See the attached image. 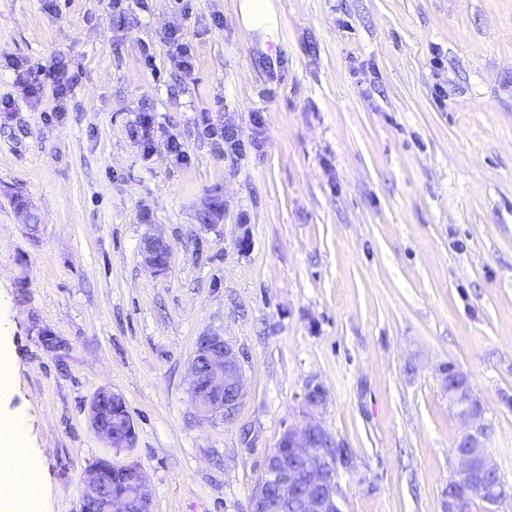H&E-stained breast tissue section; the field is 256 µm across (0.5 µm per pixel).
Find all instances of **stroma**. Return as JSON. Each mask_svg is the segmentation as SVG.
<instances>
[{"label": "stroma", "mask_w": 512, "mask_h": 512, "mask_svg": "<svg viewBox=\"0 0 512 512\" xmlns=\"http://www.w3.org/2000/svg\"><path fill=\"white\" fill-rule=\"evenodd\" d=\"M272 2L264 43L238 0H0V411L39 459L44 512H79L106 456L144 468L153 512H250L311 376L352 451L342 512H446L464 428L448 363L512 484V0ZM210 197L224 217L202 230ZM147 221L173 252L167 274L141 263ZM206 332L243 366L229 420L190 401ZM103 388L125 399L131 449L88 424Z\"/></svg>", "instance_id": "35a3bbf8"}]
</instances>
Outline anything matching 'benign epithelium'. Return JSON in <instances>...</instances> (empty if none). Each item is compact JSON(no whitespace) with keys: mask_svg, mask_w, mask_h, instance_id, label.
<instances>
[{"mask_svg":"<svg viewBox=\"0 0 512 512\" xmlns=\"http://www.w3.org/2000/svg\"><path fill=\"white\" fill-rule=\"evenodd\" d=\"M142 264L155 274L170 269L172 251L164 236L147 231L140 246ZM448 390L460 393L451 403L454 414L467 426L457 439L456 479L467 482L476 493L459 492L448 497V512H471L473 496L489 505L512 499V486L498 475L496 462L486 451L485 408L468 386L459 368L441 367ZM190 397L201 420L231 419L243 397L245 378L238 352L223 336L206 332L198 337L190 366ZM327 401V390L315 376L306 381L303 397L304 423L288 427L276 448L266 459L264 472L251 498L250 512H341L338 473L351 465L349 449L339 443L322 425L318 415ZM126 406L117 392L103 388L92 399L87 417L91 429L108 447L121 450L134 447L135 425L125 414L119 426L111 425L104 404ZM119 478L122 488L111 493L106 473ZM80 512H151L148 480L135 463H118L100 458L85 471L80 496Z\"/></svg>","mask_w":512,"mask_h":512,"instance_id":"7a95c632","label":"benign epithelium"}]
</instances>
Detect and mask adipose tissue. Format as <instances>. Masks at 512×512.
<instances>
[{"label": "adipose tissue", "instance_id": "ef3b65f1", "mask_svg": "<svg viewBox=\"0 0 512 512\" xmlns=\"http://www.w3.org/2000/svg\"><path fill=\"white\" fill-rule=\"evenodd\" d=\"M22 448L18 418L0 420V512H34L41 498L42 487L37 482H19L10 465Z\"/></svg>", "mask_w": 512, "mask_h": 512}]
</instances>
